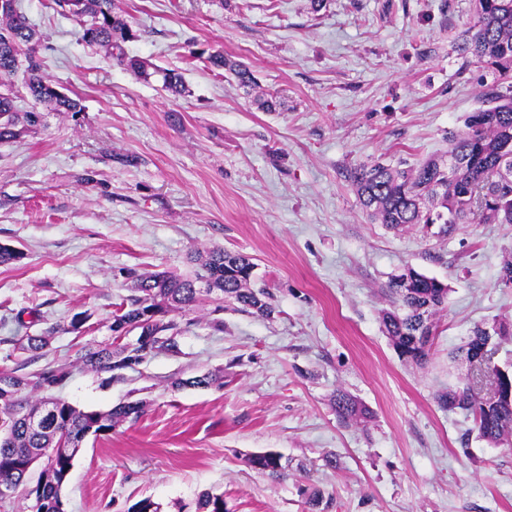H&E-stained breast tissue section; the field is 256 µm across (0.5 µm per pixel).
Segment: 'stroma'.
<instances>
[{"label": "stroma", "instance_id": "obj_1", "mask_svg": "<svg viewBox=\"0 0 512 512\" xmlns=\"http://www.w3.org/2000/svg\"><path fill=\"white\" fill-rule=\"evenodd\" d=\"M43 38V74L82 110L0 144V370L65 366L54 392L138 417L87 437L62 493L67 512H162L223 495L227 512H512V450L437 396L465 381L454 354L476 326L512 321V224H461L447 237L373 223L346 177L362 163L415 165L448 149L480 105L482 68L459 54L472 0H113L140 36L129 55L180 73L181 94L137 80L50 0H21ZM219 50L256 84L211 69ZM279 97L276 111L257 101ZM221 247L249 256L275 312L208 296L179 353L91 372L84 346L107 340L125 271L194 273ZM449 288L427 360L399 359L380 319L407 268ZM89 321L72 330L74 314ZM224 323L214 330L213 319ZM55 332L28 361L17 336ZM212 371L223 387L178 388ZM370 412L344 423L337 393ZM273 452L282 474L249 467ZM319 507H312L313 494Z\"/></svg>", "mask_w": 512, "mask_h": 512}]
</instances>
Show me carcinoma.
Segmentation results:
<instances>
[{"label":"carcinoma","mask_w":512,"mask_h":512,"mask_svg":"<svg viewBox=\"0 0 512 512\" xmlns=\"http://www.w3.org/2000/svg\"><path fill=\"white\" fill-rule=\"evenodd\" d=\"M55 7L78 23L79 38L97 46L136 78L161 77L169 92L182 91V76L158 69L127 55L124 44L138 38L125 20L112 13V0H52ZM473 18L458 51L489 70L493 81L485 85L481 105L468 113L463 128L448 136V164L441 157L403 168L382 162L352 168L348 179L361 209L374 221L392 229L421 225L438 227L437 235L452 233L459 224H512V0H473ZM40 37L16 8L0 10V143L16 139L20 122L34 127L42 114L19 113L13 78L34 101L57 112L82 111L79 100L56 91L41 72L37 57ZM210 65L227 70L238 83H254L248 67L221 52L208 56ZM200 272L184 276L175 272L141 273L127 270L129 294L112 314L111 336L84 350L79 361L88 371L133 368L160 352L179 351L186 331L171 313L186 310L214 292L244 312L269 317L274 307L269 294L254 289L255 264L241 253L213 249L196 257ZM393 308L381 320L398 356L420 363L428 350L421 337L433 336L434 317L445 306L448 287L413 268L395 276L389 286ZM498 331L476 327L464 352L486 345L492 336H511L512 326L497 323ZM53 329L18 337L19 349L30 359L46 355ZM66 371L47 366L32 374L18 369L0 371V484L14 496L29 501L30 512H58L62 488L86 437L112 430L119 422L141 412L138 401L122 403L107 412L81 411L68 402L46 396L62 381ZM179 387H222V376L207 371L175 382ZM439 405L471 414L479 434L500 444L512 438V401L488 404L462 383L438 395ZM45 413L34 428L28 418ZM336 414L343 421L363 416L367 410L346 394L336 395ZM252 469L271 477L281 475V457L270 452L249 458ZM196 512H225L224 496L202 493Z\"/></svg>","instance_id":"1"}]
</instances>
